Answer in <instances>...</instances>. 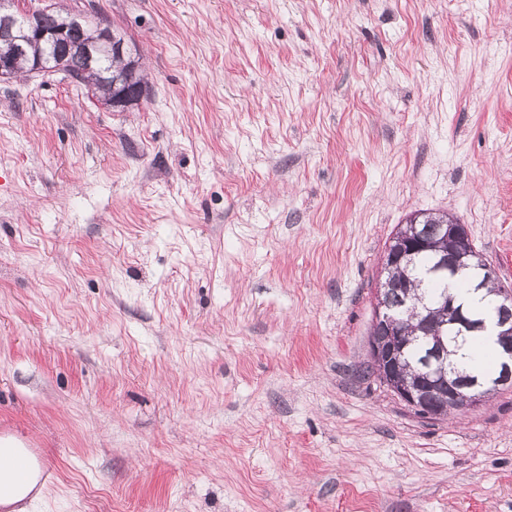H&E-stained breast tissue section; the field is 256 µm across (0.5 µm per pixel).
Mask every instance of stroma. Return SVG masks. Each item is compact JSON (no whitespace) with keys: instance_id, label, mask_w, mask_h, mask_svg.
Wrapping results in <instances>:
<instances>
[{"instance_id":"obj_1","label":"stroma","mask_w":512,"mask_h":512,"mask_svg":"<svg viewBox=\"0 0 512 512\" xmlns=\"http://www.w3.org/2000/svg\"><path fill=\"white\" fill-rule=\"evenodd\" d=\"M150 75L0 82V440L28 512H512V389L443 421L364 369L416 211L512 288V0H59ZM0 453L8 459L6 470L8 483L14 487L25 486L29 482L36 465L39 469V475L42 477L53 474V467L49 460L41 456L33 457L31 448L9 449Z\"/></svg>"}]
</instances>
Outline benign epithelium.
I'll list each match as a JSON object with an SVG mask.
<instances>
[{
	"label": "benign epithelium",
	"mask_w": 512,
	"mask_h": 512,
	"mask_svg": "<svg viewBox=\"0 0 512 512\" xmlns=\"http://www.w3.org/2000/svg\"><path fill=\"white\" fill-rule=\"evenodd\" d=\"M51 9L53 6L50 5L20 17L0 11L1 81L14 78L23 59L28 60L31 72L39 73L48 70L53 59L56 66H61L71 54L91 60L101 52L116 50L124 53V44L115 43L112 29L100 21L93 24L96 37L85 39L77 36L86 20L82 14H70L55 30L43 29L41 15ZM141 100L140 96L116 93L104 104L113 110L124 111ZM427 249L437 254V272L442 275H468L478 290L499 279L497 268L475 249L467 225L457 220L441 225L439 238L431 242L414 229L403 232L398 247L388 251L384 258V272H392L402 261ZM391 286L392 279L386 277L375 289L369 358L382 386L404 405L422 413L427 419L435 420L446 413L473 410L483 405L493 393L512 386L511 288L495 291L496 314L493 321L497 329L499 363L492 378L480 381L463 375L448 364V346L439 336L434 337L415 373L407 375L401 372L399 355L404 351L408 337L399 328L395 310L385 301L386 289ZM411 310L414 318L419 320V329L426 336L430 335L431 318L437 314L448 320V327L458 337L468 335L475 327L486 328V323L476 321L464 305L446 293L432 303L418 296L413 299Z\"/></svg>",
	"instance_id": "obj_1"
}]
</instances>
